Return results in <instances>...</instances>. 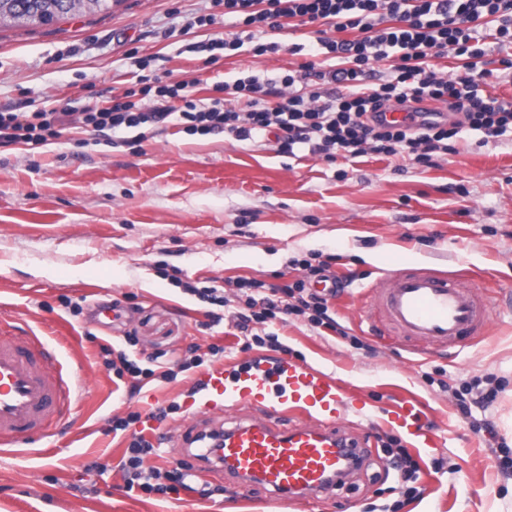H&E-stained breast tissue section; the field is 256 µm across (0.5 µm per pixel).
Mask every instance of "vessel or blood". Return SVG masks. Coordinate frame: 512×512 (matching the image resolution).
<instances>
[{
  "instance_id": "1",
  "label": "vessel or blood",
  "mask_w": 512,
  "mask_h": 512,
  "mask_svg": "<svg viewBox=\"0 0 512 512\" xmlns=\"http://www.w3.org/2000/svg\"><path fill=\"white\" fill-rule=\"evenodd\" d=\"M370 319L394 335L443 348L464 346L485 335L492 303L474 284H461L424 268H394L379 277L370 294ZM73 387L60 362L51 360L39 337L0 336V447L29 445L69 413ZM187 423L180 452L196 448L209 475L252 484L277 499L308 500L332 479L355 470L366 441L342 426L347 412L369 416L362 392L333 374L283 354H268L238 369L212 364L198 376L184 401ZM205 445L200 418L223 419ZM383 422L418 448L436 436L421 404L403 398L384 408Z\"/></svg>"
}]
</instances>
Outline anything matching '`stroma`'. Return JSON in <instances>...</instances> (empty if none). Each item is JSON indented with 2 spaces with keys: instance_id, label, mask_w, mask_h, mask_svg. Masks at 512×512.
I'll return each instance as SVG.
<instances>
[{
  "instance_id": "stroma-1",
  "label": "stroma",
  "mask_w": 512,
  "mask_h": 512,
  "mask_svg": "<svg viewBox=\"0 0 512 512\" xmlns=\"http://www.w3.org/2000/svg\"><path fill=\"white\" fill-rule=\"evenodd\" d=\"M210 0H114L107 13L72 15L49 26L0 28V110L109 106L129 88L138 48L157 71L197 78L195 96L215 82L257 74L275 78L305 58L298 44L318 25L268 33L280 51H243L205 65L197 44L239 34L231 20L181 34L184 20L210 12ZM493 72L485 94L512 100V43L486 39ZM71 127L46 144L0 145V321L39 336L81 387L65 429L29 452L0 451V512H512V136L480 144L474 132L452 141L432 167L368 155L329 161L301 150L277 155L274 134L237 141L188 135L167 125L138 139ZM330 259L351 276L330 299L344 335L291 316L269 330L293 357L335 374L372 398V413L411 397L426 409L434 448H401L419 467L416 495L404 496L389 463L386 427L347 415L346 429L371 455L342 486L312 501L270 499L251 486H225L210 498L127 491L119 464L129 436L113 416L148 414L183 402L197 373L178 374L131 393L103 364V341L187 358L191 345L223 347L222 361L246 349L231 319L211 325L208 304L171 283L239 277L273 283L302 277L294 260ZM425 267L461 273L482 287L499 313L488 335L459 354L402 342L372 330L368 294L382 270ZM119 322L95 320L98 306ZM502 384L488 407L464 417L454 397L473 380ZM103 474L87 475L91 462Z\"/></svg>"
}]
</instances>
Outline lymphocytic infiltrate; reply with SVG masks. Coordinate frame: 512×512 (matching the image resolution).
Masks as SVG:
<instances>
[{
	"label": "lymphocytic infiltrate",
	"mask_w": 512,
	"mask_h": 512,
	"mask_svg": "<svg viewBox=\"0 0 512 512\" xmlns=\"http://www.w3.org/2000/svg\"><path fill=\"white\" fill-rule=\"evenodd\" d=\"M212 13L185 22V30L215 24L218 16L235 18L246 27L242 36L212 39L201 44L208 62L249 48L261 56L278 51L275 42L261 36L282 29L289 20L307 25L318 23L333 29L330 37L318 39L310 49L311 60L303 64L302 75L285 74L280 80H264L250 75L234 83L216 82L215 99L203 103L196 99L186 81H170L168 73L151 72L130 49L129 58L139 68L135 87L111 106L73 114L64 110L35 108L31 112L0 111V144H45L70 125L103 130L158 127L177 122L184 132L207 136L224 133L245 141L268 131L275 134L274 150L280 155H294L306 145L326 160L337 153L357 158L367 154L400 155L423 166H431L435 154L447 153L448 143L462 131L480 134L489 143L512 131V101L485 95L482 84L491 70L477 67L485 54L481 46L490 37L500 43H512V0H211ZM467 59L465 70L446 79L431 68L430 59L444 53ZM329 62V70L318 69L317 58ZM393 60L391 75L371 88L360 85L369 65ZM330 79L344 84L345 92L324 95L304 91L308 77ZM234 90L246 100V110L226 106L223 92ZM175 99L178 109L166 107ZM442 102L456 111L457 120L438 119L424 112L423 102ZM413 107L420 117L418 126L389 124L383 119L385 109ZM306 279L283 286L265 287L257 279H240L236 289L244 299L243 310L233 312L237 327L264 324L277 315H304L315 326L337 331L326 295L309 291L307 278L324 282L331 278L330 264L300 260ZM104 364L116 379L131 377L132 391H140L146 382L161 378L176 379L178 372L206 365L208 358L222 354L213 345L207 355H197L181 364L179 370H159L157 355L137 359L114 345L103 346ZM141 415L129 413L113 418V431L129 432L130 442L120 463L127 489L162 495L187 489L189 471L162 472L147 464L155 446L134 431Z\"/></svg>",
	"instance_id": "f902f5d3"
}]
</instances>
